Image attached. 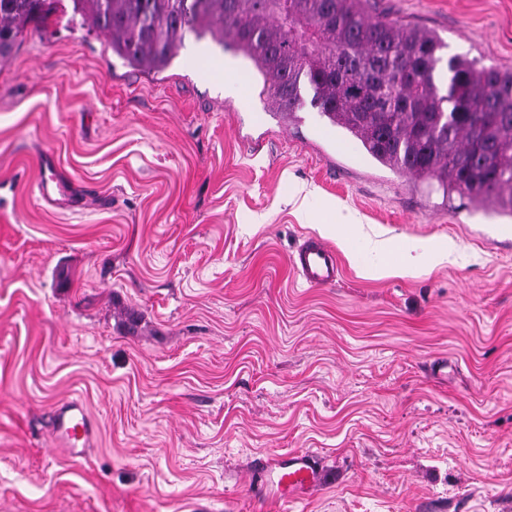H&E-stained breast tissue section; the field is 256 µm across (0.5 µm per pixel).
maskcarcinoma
<instances>
[{
    "mask_svg": "<svg viewBox=\"0 0 512 512\" xmlns=\"http://www.w3.org/2000/svg\"><path fill=\"white\" fill-rule=\"evenodd\" d=\"M62 2L0 0V58ZM71 2L135 69L162 72L187 34H209L262 77L273 111H295L309 89L311 105L380 165L512 211V71L445 60L435 33L372 19L369 0Z\"/></svg>",
    "mask_w": 512,
    "mask_h": 512,
    "instance_id": "1",
    "label": "carcinoma"
}]
</instances>
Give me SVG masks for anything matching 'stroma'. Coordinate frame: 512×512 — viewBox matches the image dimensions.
<instances>
[{
    "label": "stroma",
    "instance_id": "35a3bbf8",
    "mask_svg": "<svg viewBox=\"0 0 512 512\" xmlns=\"http://www.w3.org/2000/svg\"><path fill=\"white\" fill-rule=\"evenodd\" d=\"M367 10L512 68V0ZM108 42L60 10L0 62V512H261L258 461L305 450L332 479L288 512H512V215L282 120L212 38L160 73ZM48 155L85 209L41 200ZM331 203L363 231L319 288L290 258ZM370 237L457 257L370 278ZM56 444L72 457L82 456L96 437V426L85 405L74 399L57 404L53 416Z\"/></svg>",
    "mask_w": 512,
    "mask_h": 512
}]
</instances>
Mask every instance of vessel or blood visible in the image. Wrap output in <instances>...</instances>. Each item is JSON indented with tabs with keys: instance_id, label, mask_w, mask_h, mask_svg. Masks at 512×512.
Returning a JSON list of instances; mask_svg holds the SVG:
<instances>
[{
	"instance_id": "b4317fda",
	"label": "vessel or blood",
	"mask_w": 512,
	"mask_h": 512,
	"mask_svg": "<svg viewBox=\"0 0 512 512\" xmlns=\"http://www.w3.org/2000/svg\"><path fill=\"white\" fill-rule=\"evenodd\" d=\"M44 199L55 206L81 207L82 198L72 196L57 176H49L38 185ZM295 273L311 285H327L335 282L339 274L336 252L321 241H305L291 261ZM53 429L58 447L71 456H82L96 437V426L85 405L74 399L57 404L53 416ZM323 479L314 453L301 451L280 458L276 463L265 465L256 484L255 495L263 504L283 507L296 498L307 495Z\"/></svg>"
}]
</instances>
